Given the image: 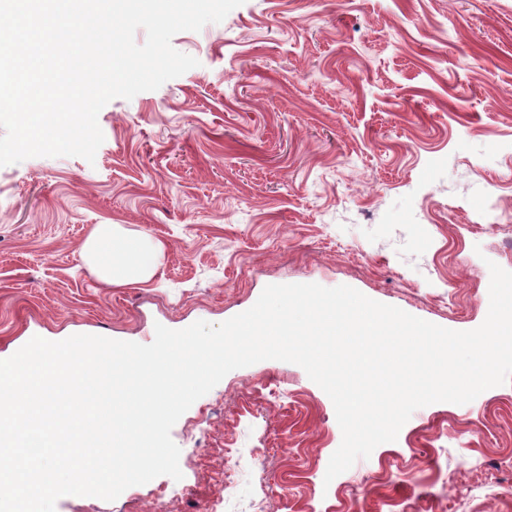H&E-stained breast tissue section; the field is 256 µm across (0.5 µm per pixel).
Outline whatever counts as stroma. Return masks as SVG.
I'll return each mask as SVG.
<instances>
[{
  "label": "stroma",
  "instance_id": "stroma-1",
  "mask_svg": "<svg viewBox=\"0 0 512 512\" xmlns=\"http://www.w3.org/2000/svg\"><path fill=\"white\" fill-rule=\"evenodd\" d=\"M172 45L198 66L105 105L94 161L0 166V360L35 336L149 344L270 284L483 323L489 263L512 271V0H245ZM99 224L159 241L156 276L98 280ZM171 437L181 480L55 512H512V380L417 409L329 483L334 405L292 363L229 372Z\"/></svg>",
  "mask_w": 512,
  "mask_h": 512
}]
</instances>
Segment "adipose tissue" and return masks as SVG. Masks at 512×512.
Returning <instances> with one entry per match:
<instances>
[{
  "label": "adipose tissue",
  "instance_id": "adipose-tissue-1",
  "mask_svg": "<svg viewBox=\"0 0 512 512\" xmlns=\"http://www.w3.org/2000/svg\"><path fill=\"white\" fill-rule=\"evenodd\" d=\"M119 232L115 224L97 225L82 248L90 270L110 285L140 283L155 276L161 244L145 237L124 240Z\"/></svg>",
  "mask_w": 512,
  "mask_h": 512
}]
</instances>
